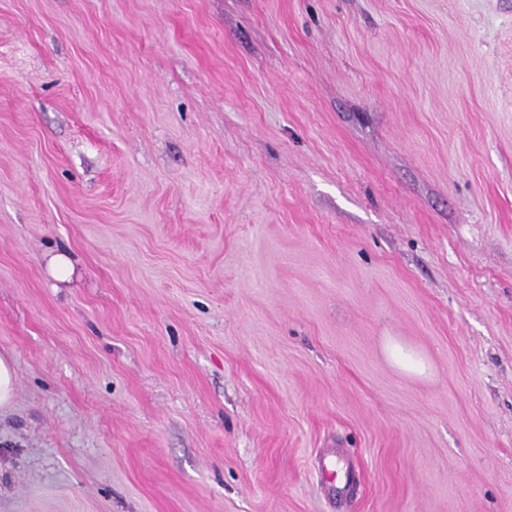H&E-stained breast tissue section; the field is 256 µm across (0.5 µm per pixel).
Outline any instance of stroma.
<instances>
[{
  "mask_svg": "<svg viewBox=\"0 0 512 512\" xmlns=\"http://www.w3.org/2000/svg\"><path fill=\"white\" fill-rule=\"evenodd\" d=\"M0 354V512H512V0H0ZM386 349L394 363L402 370L414 374H421L425 371L424 362L398 343L389 342ZM15 387L13 360L0 355V409L10 405Z\"/></svg>",
  "mask_w": 512,
  "mask_h": 512,
  "instance_id": "1",
  "label": "stroma"
}]
</instances>
